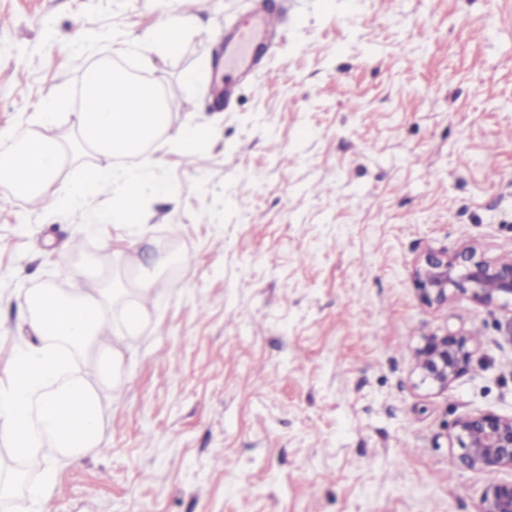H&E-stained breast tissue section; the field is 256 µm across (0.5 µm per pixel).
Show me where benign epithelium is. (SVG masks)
Listing matches in <instances>:
<instances>
[{"instance_id":"benign-epithelium-1","label":"benign epithelium","mask_w":512,"mask_h":512,"mask_svg":"<svg viewBox=\"0 0 512 512\" xmlns=\"http://www.w3.org/2000/svg\"><path fill=\"white\" fill-rule=\"evenodd\" d=\"M428 305L448 301V289L470 293L485 304H512V260L489 261L470 249L460 255L429 252L413 272ZM471 337L448 331L428 336L416 352V386L444 391L470 362ZM454 437L472 470L497 474L512 471V416L468 415L454 425ZM480 512H512V478L489 482L481 494Z\"/></svg>"}]
</instances>
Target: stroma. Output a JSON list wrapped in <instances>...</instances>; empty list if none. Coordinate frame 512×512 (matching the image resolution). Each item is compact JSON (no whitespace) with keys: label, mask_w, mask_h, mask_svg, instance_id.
Here are the masks:
<instances>
[{"label":"stroma","mask_w":512,"mask_h":512,"mask_svg":"<svg viewBox=\"0 0 512 512\" xmlns=\"http://www.w3.org/2000/svg\"><path fill=\"white\" fill-rule=\"evenodd\" d=\"M267 2L285 24L231 99L224 31ZM196 25L140 77L173 127L206 123V150L155 141L173 175L147 234L43 202H0V358L27 340L17 293L94 291L169 263L140 334L116 340L119 389L101 393L103 449L59 465L51 512H478L455 422L512 416V310L449 290L428 305L413 268L473 247L512 258V0H0V130L113 41L166 12ZM84 244L70 251L71 240ZM469 333L447 391L415 387L426 336Z\"/></svg>","instance_id":"obj_1"}]
</instances>
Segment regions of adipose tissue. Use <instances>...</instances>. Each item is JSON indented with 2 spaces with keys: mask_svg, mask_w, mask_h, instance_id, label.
I'll return each mask as SVG.
<instances>
[{
  "mask_svg": "<svg viewBox=\"0 0 512 512\" xmlns=\"http://www.w3.org/2000/svg\"><path fill=\"white\" fill-rule=\"evenodd\" d=\"M166 268L155 259L136 268L132 284L105 276L91 294L63 293L46 285L17 296L35 343L8 359L0 381V440L46 465L42 483L27 490L26 512H49L59 462H79L102 442V404L98 389L73 367L76 356L97 350L101 332L121 311L129 334L148 320L147 309L126 302L128 291L148 295Z\"/></svg>",
  "mask_w": 512,
  "mask_h": 512,
  "instance_id": "adipose-tissue-1",
  "label": "adipose tissue"
}]
</instances>
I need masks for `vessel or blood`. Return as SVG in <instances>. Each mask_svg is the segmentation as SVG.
<instances>
[{"instance_id": "vessel-or-blood-1", "label": "vessel or blood", "mask_w": 512, "mask_h": 512, "mask_svg": "<svg viewBox=\"0 0 512 512\" xmlns=\"http://www.w3.org/2000/svg\"><path fill=\"white\" fill-rule=\"evenodd\" d=\"M282 26V15L272 8L254 14L247 24L232 26L224 36L225 71H254Z\"/></svg>"}]
</instances>
